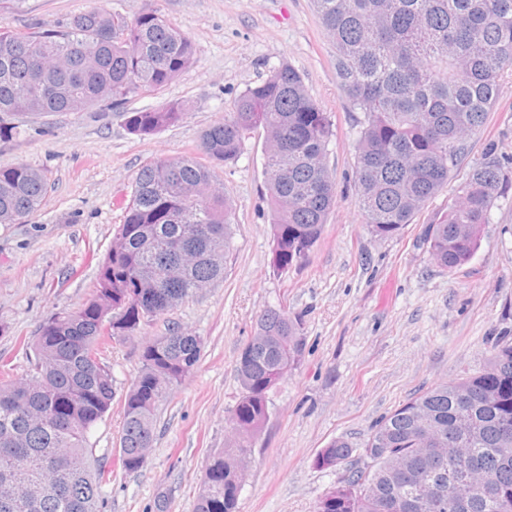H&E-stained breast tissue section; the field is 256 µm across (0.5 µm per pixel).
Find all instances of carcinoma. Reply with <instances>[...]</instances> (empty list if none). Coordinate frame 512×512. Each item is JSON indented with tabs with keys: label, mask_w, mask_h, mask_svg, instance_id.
I'll list each match as a JSON object with an SVG mask.
<instances>
[{
	"label": "carcinoma",
	"mask_w": 512,
	"mask_h": 512,
	"mask_svg": "<svg viewBox=\"0 0 512 512\" xmlns=\"http://www.w3.org/2000/svg\"><path fill=\"white\" fill-rule=\"evenodd\" d=\"M335 47L341 92L357 118V205L371 232L391 238L448 184L467 142L512 71V0H313ZM193 42L153 10L132 20L90 9L57 26L17 32L0 24V141L12 139L22 112L119 108L128 96L155 92L192 62ZM43 96L34 94L36 86ZM173 103L127 113L126 127L148 136L177 123ZM265 133V175L279 271L301 264L322 238L336 202L325 164L332 123L291 65L274 69L239 97L236 112L206 129L199 150L217 166L238 157L255 129ZM47 175L25 163L0 167V224H19L39 207ZM508 179L490 154L472 169L431 225L429 253L442 267L468 263L482 225ZM232 211L212 171L192 158L159 159L139 169L131 203L92 296L40 326L32 372L0 380V512H104L108 462L93 457L89 435L112 407V370L99 356L107 340L133 339L224 273ZM298 323L267 310L242 347V393L231 410L234 439L210 456L194 512H237L238 460L268 416L276 373L299 362ZM201 337L167 322L141 347V366L122 404L119 464L142 470L155 440L156 412L198 365ZM367 446L382 452L369 466L355 448L331 441L317 464L350 463L343 484L316 512H386L402 467L443 496L474 473L497 490L466 512H512V345H497L477 371L436 385L385 417Z\"/></svg>",
	"instance_id": "carcinoma-1"
}]
</instances>
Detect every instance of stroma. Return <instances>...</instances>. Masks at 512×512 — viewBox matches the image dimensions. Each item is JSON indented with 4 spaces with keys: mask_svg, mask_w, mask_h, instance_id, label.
<instances>
[{
    "mask_svg": "<svg viewBox=\"0 0 512 512\" xmlns=\"http://www.w3.org/2000/svg\"><path fill=\"white\" fill-rule=\"evenodd\" d=\"M92 8L134 18L163 15L195 46L191 65L151 94L131 95L125 110L20 114L17 135L0 141V167L43 170L50 188L28 221L0 224V362L26 375L27 343L47 318L82 304L110 249L135 176L145 163L195 157L203 132L235 109L249 86L282 64L301 74L308 94L333 123L326 165L336 204L303 265L277 272L265 176L264 133L214 170L233 207L232 248L224 276L172 314L203 340L200 361L158 410L156 440L139 472L114 471L106 512H193L208 457L231 433L241 392L236 365L267 310L298 322L299 363L268 394L238 512H314L348 474L316 458L342 438L363 447L376 425L437 384L479 369L499 344L512 343V187L484 225L480 247L462 267L435 263L426 237L449 197L485 155L499 157L512 180V75L468 142L442 193L392 238L371 233L356 203L355 114L338 86L333 43L311 0H26L8 14L11 29L49 28ZM171 103L179 123L140 138L126 113ZM139 342L113 340L103 360L113 377L112 408L92 431L96 457L119 448L121 405L140 367Z\"/></svg>",
    "mask_w": 512,
    "mask_h": 512,
    "instance_id": "1",
    "label": "stroma"
}]
</instances>
